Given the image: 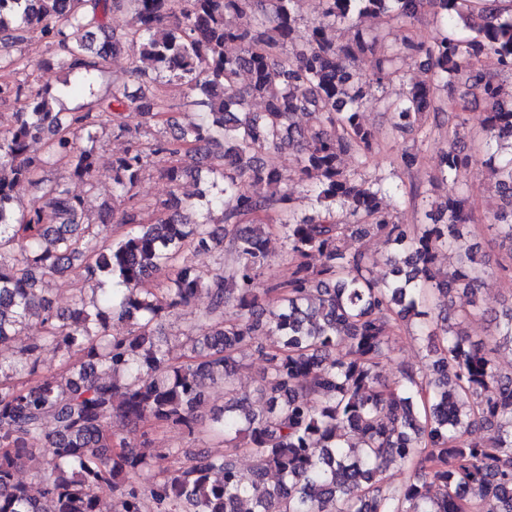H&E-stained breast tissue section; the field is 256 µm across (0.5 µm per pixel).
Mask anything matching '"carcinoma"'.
I'll return each mask as SVG.
<instances>
[{
  "label": "carcinoma",
  "instance_id": "carcinoma-1",
  "mask_svg": "<svg viewBox=\"0 0 512 512\" xmlns=\"http://www.w3.org/2000/svg\"><path fill=\"white\" fill-rule=\"evenodd\" d=\"M304 0H0V102L22 101L0 125V344L28 331L19 357L0 359V512H101L99 493H116L113 512H512V374L494 354L512 351V306L495 315L487 338L463 328L482 312L478 291L491 267L512 273V102L490 71L512 76V0H320L322 18L304 22ZM431 8L439 35L389 41L394 24L411 25ZM115 10L124 28L109 23ZM369 18L376 28L359 29ZM37 34L60 49L61 86L31 84L14 48ZM130 52L133 77L177 86L197 118L181 125L160 98L129 94L106 79L109 60ZM419 61L425 80L407 78ZM489 110L482 120L486 168L506 206L487 228L504 251L492 262L472 242L466 199L423 200L424 221L407 224L387 197L391 188L357 169L379 148L361 120L366 101L389 114L390 135L425 141L441 126V94L459 79ZM399 85L398 93L389 87ZM90 97L60 112L63 97ZM470 100L448 115V149L432 185L458 183L470 166L460 143L471 136ZM125 112L144 125L174 130L149 149L136 142L112 162V203L124 206L118 240L103 234L113 212L90 215L87 200L47 169L69 178L98 174L94 143L124 131ZM308 116L305 126L296 118ZM220 153L208 167L213 191L165 200L145 223L133 190L150 156L193 157L201 144ZM293 172L261 156L282 148ZM198 169L180 160L166 169L173 187ZM305 185L308 210L291 204L288 182ZM288 204L283 238L294 267L286 284L262 280L268 262L264 225L253 218ZM55 223L46 224V215ZM229 238L234 262L200 274L186 249ZM383 239L376 258L351 241ZM448 251L451 271L435 266ZM391 266L378 280L373 267ZM95 284L58 312L44 284L69 271ZM167 272L158 293L148 283ZM209 296L190 339L192 360L173 365L153 325ZM468 297L457 310L454 295ZM232 320L224 319L228 307ZM131 331L114 336V321ZM414 324L425 369L401 365L381 380L402 326ZM275 336L278 353L254 343ZM53 346L70 364L65 377L38 375V354ZM252 347L268 369L252 399L230 398L210 433L248 437L243 470L231 455L202 449L159 479L139 482L147 458L114 445L112 416L196 432L203 384L233 385L236 355ZM28 376L18 387L12 379ZM54 424L44 432L46 422ZM42 459L35 483L17 479ZM409 472L400 486L384 473Z\"/></svg>",
  "mask_w": 512,
  "mask_h": 512
}]
</instances>
